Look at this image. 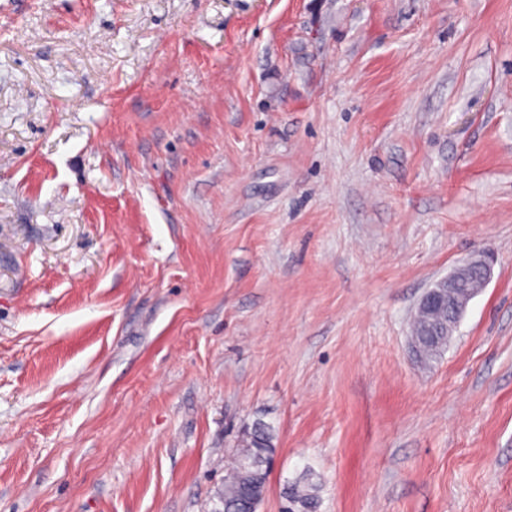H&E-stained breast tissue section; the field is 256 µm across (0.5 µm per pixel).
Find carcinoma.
Returning <instances> with one entry per match:
<instances>
[{
  "mask_svg": "<svg viewBox=\"0 0 512 512\" xmlns=\"http://www.w3.org/2000/svg\"><path fill=\"white\" fill-rule=\"evenodd\" d=\"M432 344L424 355L429 361L440 358L448 349V334L431 337ZM274 429L257 422L238 440L231 467L224 478V485L216 492L214 512H239L247 502L264 501L268 490V463L273 453ZM317 485L305 480L286 489L284 503L288 512H315Z\"/></svg>",
  "mask_w": 512,
  "mask_h": 512,
  "instance_id": "obj_1",
  "label": "carcinoma"
}]
</instances>
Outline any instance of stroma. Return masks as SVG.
<instances>
[{
  "label": "stroma",
  "mask_w": 512,
  "mask_h": 512,
  "mask_svg": "<svg viewBox=\"0 0 512 512\" xmlns=\"http://www.w3.org/2000/svg\"><path fill=\"white\" fill-rule=\"evenodd\" d=\"M257 421L259 512H512V0H0V512H212ZM475 270L481 271L486 286L491 278V266L483 253L478 252L457 266L448 277L437 281L421 298L417 306V313L436 317L442 308H447L448 312L444 313V321L445 323L448 321V330L453 331L475 297L465 288L467 280ZM467 285L472 289L481 288L480 274L472 275ZM284 503L288 512H314L317 507L318 487L307 479L296 482L285 489Z\"/></svg>",
  "instance_id": "obj_1"
}]
</instances>
